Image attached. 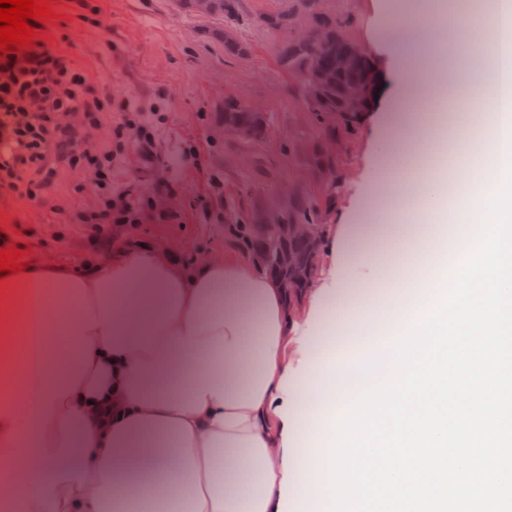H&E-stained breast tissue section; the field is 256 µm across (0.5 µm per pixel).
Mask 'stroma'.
Masks as SVG:
<instances>
[{
  "instance_id": "stroma-1",
  "label": "stroma",
  "mask_w": 512,
  "mask_h": 512,
  "mask_svg": "<svg viewBox=\"0 0 512 512\" xmlns=\"http://www.w3.org/2000/svg\"><path fill=\"white\" fill-rule=\"evenodd\" d=\"M392 2L318 4L321 11L351 16L346 35L370 53L382 83L357 130L340 127L330 135L312 120L302 89L281 67L278 37L258 23L263 15L287 9L288 0H240L234 33L251 45L244 59L225 55L221 20L189 15L177 0H49L55 16L36 24L41 41L69 53L113 99L162 117L157 167L139 164L131 153L112 170L117 188L150 193L153 205L143 223L123 234L106 224L95 237L86 225L60 223L64 210L98 204L88 174L63 168L45 204L0 197V247L23 250L24 261L33 265L53 258L77 273L111 260L129 237L143 245L171 247L186 266L206 255L242 257L246 251L224 221L229 204L259 220L279 209L286 196L316 194L325 175L314 156L331 142L344 181L331 223L359 224L368 212L381 219L390 216L410 164L429 162L430 156L412 149L389 117L401 108L412 123L438 107L425 89L428 75H421L415 92H408L409 70L434 49L447 57L453 87L463 88L466 61L456 55L455 46L472 36L487 39L476 24L448 29L434 47L418 30L398 44L376 39V32L387 27ZM228 95L271 115L265 141L247 144L225 135L222 109ZM189 140L200 146L201 164L183 161L181 148ZM213 172L224 180L223 196L208 194Z\"/></svg>"
}]
</instances>
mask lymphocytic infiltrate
<instances>
[{
    "label": "lymphocytic infiltrate",
    "instance_id": "1",
    "mask_svg": "<svg viewBox=\"0 0 512 512\" xmlns=\"http://www.w3.org/2000/svg\"><path fill=\"white\" fill-rule=\"evenodd\" d=\"M105 112L117 113L110 149L97 152L90 173L101 197L97 210L65 211L67 224L142 223L151 205L147 195L112 187V167L130 149L143 163L155 159L151 120L142 108L94 86L86 70L55 45L38 43L0 57V196L43 203L60 167H79L75 146L86 127L100 124Z\"/></svg>",
    "mask_w": 512,
    "mask_h": 512
}]
</instances>
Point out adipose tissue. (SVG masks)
<instances>
[{
    "instance_id": "ef3b65f1",
    "label": "adipose tissue",
    "mask_w": 512,
    "mask_h": 512,
    "mask_svg": "<svg viewBox=\"0 0 512 512\" xmlns=\"http://www.w3.org/2000/svg\"><path fill=\"white\" fill-rule=\"evenodd\" d=\"M467 44L472 151L438 146L406 196L428 221L379 227L363 277L387 292L351 302L352 225L321 229L331 258L289 306L256 263L194 267L161 245L117 249L76 274L53 263L0 278V504L9 512H323L331 423L391 361L384 342L438 312L512 160V0ZM159 497L143 498L145 482Z\"/></svg>"
}]
</instances>
